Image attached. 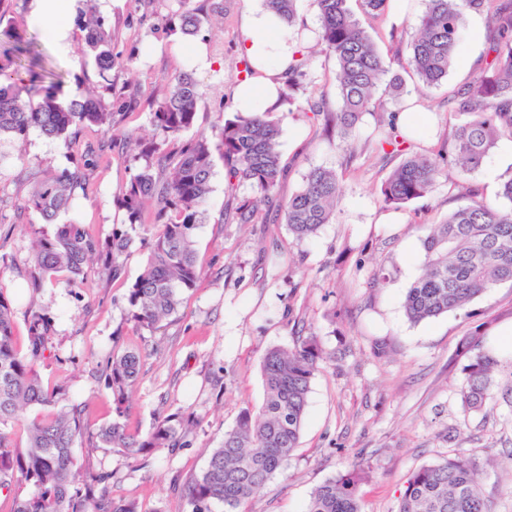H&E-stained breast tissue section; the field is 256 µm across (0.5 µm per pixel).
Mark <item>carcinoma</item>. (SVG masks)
Wrapping results in <instances>:
<instances>
[{"label": "carcinoma", "instance_id": "obj_1", "mask_svg": "<svg viewBox=\"0 0 512 512\" xmlns=\"http://www.w3.org/2000/svg\"><path fill=\"white\" fill-rule=\"evenodd\" d=\"M182 9L165 23H180L183 33L201 32L206 17L178 0ZM285 24L293 26L296 0H264ZM350 0H312L320 27L316 45L336 59V108L325 96L306 100V111L324 115L336 137L346 140L359 117L374 107V94L386 84L399 100L404 83L390 74L389 65L374 39L360 25L349 7ZM362 11L376 20L389 15V0H358ZM482 14L492 24L489 58L478 76L448 94V110L467 117L451 132L448 165L457 173L456 184L465 190L468 204L432 224L423 241L425 258L421 273L405 297L407 318L419 323L449 312H468L480 295L512 284V179L503 185L502 207L484 199L468 182L489 150L503 136L512 137V0H427V8L409 41L403 69L417 77L424 88L448 78V70L463 39L466 17ZM4 54L28 63V84L19 87L6 75L0 80V134L18 139L37 129L48 138L75 145L82 130L95 127L108 133L114 126V109L125 108L102 98L79 93L67 102L59 98L61 75L42 69L40 54L10 22L0 19V44ZM86 54L102 70L112 69L117 56L105 20L93 18L86 26ZM285 73L281 105L295 104L299 78L307 62L304 47L297 51ZM201 92L187 74L171 79L168 95L153 112L160 141L144 144L124 137L143 164L124 185L119 198L126 227H116L102 240L82 224L62 222L72 208L76 189L86 184L93 160L83 159L74 170L46 171L34 177V188L25 208L35 211L52 233L39 238L33 248L37 282L59 276L77 286L84 280L88 262L96 258L101 270L120 277L123 255L133 244L130 230L156 224L147 265L129 288L131 318L153 331L177 313L182 295L191 290L201 268L193 248L194 236L203 223L216 161L224 163L229 186L247 183L257 196L237 207L240 224L255 221L259 206L276 188L285 172L280 151V126L269 112L236 114L224 119L217 140L200 134L186 138L197 116ZM174 142L175 150L162 146ZM384 158L398 156L381 187L384 206H399L425 197L433 187L439 167L427 155L411 151L409 140L388 132L377 142ZM342 187L336 172L314 167L302 187L283 204L289 233L298 241L314 237L330 223ZM52 320L35 314L29 325L28 347L21 352L14 342L13 310L0 293V493L14 498V512H136L131 502L115 500L96 487L112 479L101 471L85 473L75 448L85 436L83 408L63 403V398L44 388L37 366L45 359ZM464 358L463 403L467 411H479L493 399L492 372L497 360L483 341L473 337L462 346ZM323 360L310 340L292 348H272L262 362L265 398L254 411H241L224 441L210 452L202 473L182 487L192 512H244V505L273 476L285 472L288 459L298 447L306 414L310 382ZM141 355L124 351L112 356L105 386L112 394L116 414L135 384ZM54 406L46 416L23 421L27 408ZM23 425L26 445L17 448L12 432ZM188 430L183 417L173 414L158 421L141 437L126 433L119 419L98 430L100 442L126 453L185 444ZM475 459L454 455L444 462L423 466L407 479L400 496L399 512H493L479 491ZM32 486L35 492L23 494ZM359 476L348 470L312 494L306 512H362Z\"/></svg>", "mask_w": 512, "mask_h": 512}]
</instances>
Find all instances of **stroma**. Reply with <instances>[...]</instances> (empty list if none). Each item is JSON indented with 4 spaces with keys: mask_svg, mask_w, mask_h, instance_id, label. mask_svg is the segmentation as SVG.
<instances>
[{
    "mask_svg": "<svg viewBox=\"0 0 512 512\" xmlns=\"http://www.w3.org/2000/svg\"><path fill=\"white\" fill-rule=\"evenodd\" d=\"M220 2L223 15L200 35L173 31L163 18L177 10L176 0H148L133 9L130 0H73L66 17L71 50L60 55L32 15L31 0H0V16L26 36L36 38L46 67L64 71L61 99L83 88L113 100L134 99L114 118L112 134L82 131L78 150L31 130L25 138L0 137V292L14 307L15 339L28 344V325L39 310L54 321L45 359L39 367L48 390H62L67 402L84 409L87 436L76 450L83 468L111 473L109 497L134 502L138 512H190L182 484L205 468L243 409L264 400L261 365L273 347H294L315 337L324 359L312 378L298 448L285 473L271 478L245 506L246 512H305L314 490L350 465L363 472L359 494L364 512H397L410 472L463 453L480 463L479 489L494 512H512V285L503 284L471 305L470 314L448 313L420 323L404 310L405 295L424 260L426 227L466 204L456 173L439 160L441 175L424 198L400 207H384L380 189L391 164L376 151L379 117L394 105L378 92L374 111L361 115L355 136L328 141L323 117L280 111V149L286 171L269 202L251 224L238 223L236 208L253 198L249 185L228 187L223 164H216L207 214L196 230L203 274L187 291L179 311L149 331L131 318L127 294L142 273L156 225L138 227L134 246L117 279L87 270L83 286L66 280L32 290L33 241L51 225L23 207L32 176L46 169H74L84 150L95 166L77 192L68 217L99 238L111 235L126 216L117 197L139 168L122 147L125 134L152 136L151 114L169 92L174 74L185 72L198 83L195 132L215 136L220 120L235 115L232 92L244 58L240 51L248 0H190L209 13ZM426 6L415 0L410 14H389L386 21L361 17L391 72H399L392 50L406 44ZM92 9L111 28L112 44L126 64L103 74L82 61L85 32L79 17ZM488 22L470 16L465 38L448 78L419 95L418 80L405 76L403 100L417 102L427 122L412 129L416 151L437 158L459 116L448 110V94L471 81L484 66ZM203 51L213 66L190 62ZM336 60L317 54L300 80L298 102L323 95L336 99ZM336 169L342 194L331 223L305 241L288 232L279 208L296 193L314 167ZM512 179V138H500L469 180L495 201ZM385 266L386 283L374 285L376 266ZM477 336L499 360L494 374L496 402L464 413V381L459 348ZM142 356L134 390L120 416L127 433L141 436L172 413L192 416L185 447L158 448L130 456L99 443L98 428L116 414L104 378L112 354Z\"/></svg>",
    "mask_w": 512,
    "mask_h": 512,
    "instance_id": "stroma-1",
    "label": "stroma"
}]
</instances>
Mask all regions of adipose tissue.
<instances>
[{"label": "adipose tissue", "instance_id": "obj_1", "mask_svg": "<svg viewBox=\"0 0 512 512\" xmlns=\"http://www.w3.org/2000/svg\"><path fill=\"white\" fill-rule=\"evenodd\" d=\"M66 0H33V16L45 26L46 33L60 52L70 47L69 29L64 21ZM243 54L254 64V76L237 83L233 102L241 112H265L279 109L278 88L281 75L297 50L296 41L285 33V26L274 15L256 6L244 17Z\"/></svg>", "mask_w": 512, "mask_h": 512}]
</instances>
